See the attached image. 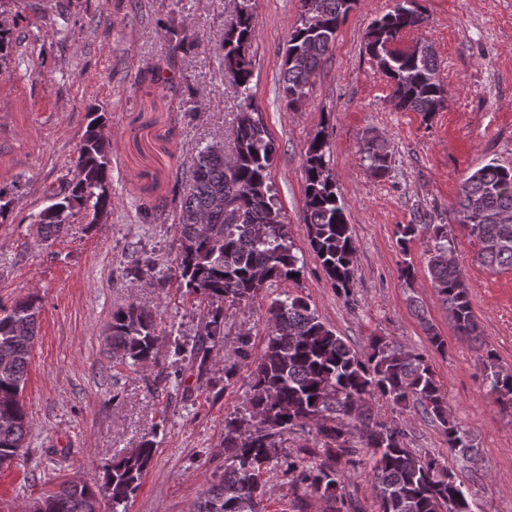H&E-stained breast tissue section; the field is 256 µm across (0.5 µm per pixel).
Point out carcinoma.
I'll use <instances>...</instances> for the list:
<instances>
[{
  "mask_svg": "<svg viewBox=\"0 0 512 512\" xmlns=\"http://www.w3.org/2000/svg\"><path fill=\"white\" fill-rule=\"evenodd\" d=\"M251 0H239L224 36V75L243 106L234 130L232 156L210 147L189 165L175 224L176 273L188 292L209 303L203 332L191 347L173 340V355L207 369L208 358L223 334L224 306L255 303L275 282L295 280L302 260L294 252L283 208L272 188L270 168L275 147L265 125L253 117L251 62L247 49L256 31ZM311 15L299 14L289 33L283 64V93L297 109L307 97L323 59L335 48L337 33L357 0H315ZM426 21L417 0H394L390 12L365 33V49L391 82L395 108L429 120L443 106L446 88L439 78L432 45L399 44L409 30ZM106 118L88 123L75 160L77 178L50 191V204L34 215L43 233L56 235L84 209L90 223L112 210L111 143ZM361 161L370 177L391 169V156L374 137L362 139ZM305 224L309 245L337 294L350 302L355 243L346 208L330 169L329 144L317 133L305 151ZM458 223L475 236L479 258L490 268L512 269V167L491 161L473 171L456 202ZM426 236L427 272L432 287L461 336L476 338L480 327L459 266L449 254L448 226L423 219L397 225V245L407 253ZM269 332L259 358L251 359V336L238 338L239 362L224 366V383L249 367L246 405L224 418V476L210 486L191 512H258L264 474L278 459L289 482L325 503V512H362L343 493L346 473L361 463L360 449L349 445L357 432L367 449L379 512H475L474 501L456 474L438 458L418 455L408 446L400 423L382 422L365 411L382 398L410 406L442 428L448 448L477 462L470 435L451 416L446 395L427 355L392 346L372 336L361 350L350 347L319 320L304 298L285 292L267 305ZM36 300L0 305V349L13 350L10 365H0V467L10 465L27 447L30 420L20 400L37 335ZM159 339L152 312L137 302L112 311L107 353L133 365L156 359ZM485 382L497 399L512 408V370L496 354L480 355ZM310 427L321 450L299 448L282 453L280 437ZM155 455L145 440L135 451L103 465V485L64 482L29 504L31 512H126ZM320 462H307L306 456Z\"/></svg>",
  "mask_w": 512,
  "mask_h": 512,
  "instance_id": "cac0c4a2",
  "label": "carcinoma"
}]
</instances>
